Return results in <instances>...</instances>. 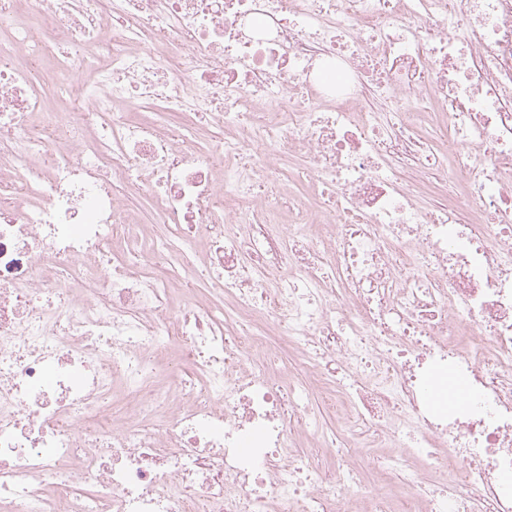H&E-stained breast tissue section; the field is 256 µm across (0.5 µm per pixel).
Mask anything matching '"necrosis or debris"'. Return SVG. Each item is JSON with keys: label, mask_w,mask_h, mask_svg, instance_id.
<instances>
[{"label": "necrosis or debris", "mask_w": 512, "mask_h": 512, "mask_svg": "<svg viewBox=\"0 0 512 512\" xmlns=\"http://www.w3.org/2000/svg\"><path fill=\"white\" fill-rule=\"evenodd\" d=\"M0 512H512V0H0ZM126 205L129 209L136 212V219L141 224H151L158 233L165 230L164 224H160L159 216L152 203L141 196L125 197ZM312 406L319 413L321 423L325 430L330 434L336 446V453L338 448H344L347 438L342 431L341 424L336 417V413L323 407V402L320 398L315 397L312 400Z\"/></svg>", "instance_id": "obj_1"}]
</instances>
